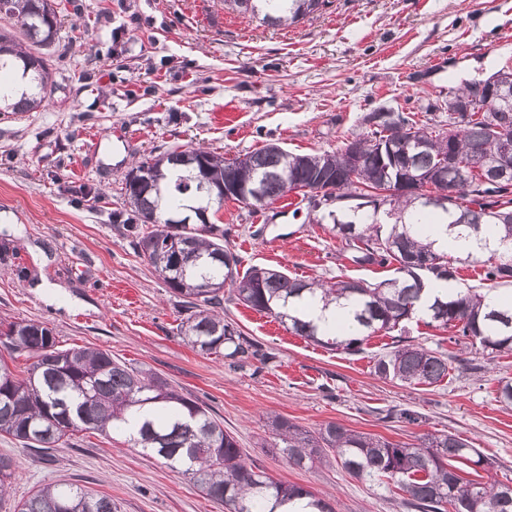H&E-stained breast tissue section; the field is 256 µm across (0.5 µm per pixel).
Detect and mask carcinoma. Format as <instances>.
I'll use <instances>...</instances> for the list:
<instances>
[{
    "instance_id": "cac0c4a2",
    "label": "carcinoma",
    "mask_w": 512,
    "mask_h": 512,
    "mask_svg": "<svg viewBox=\"0 0 512 512\" xmlns=\"http://www.w3.org/2000/svg\"><path fill=\"white\" fill-rule=\"evenodd\" d=\"M224 2L274 26L294 24L318 11L316 0ZM1 12L14 19L33 45L54 43L59 23L55 0H0ZM9 63L30 75L35 93L13 103L1 94L0 112L40 107L51 84L48 60L1 34L0 72ZM364 122V131L352 134L332 152L293 154L267 143L242 159L227 160L191 147L137 163L138 171L154 170L153 181H125L123 209L115 221L135 252L175 294L186 298V316L178 331L194 351L239 364L261 356L260 346L218 312L226 285L236 300L274 316L288 331L346 352H358L375 333H388L417 317L425 284L451 279L453 271L447 253L412 236L408 215L418 224L423 215H445L450 226L476 234L490 225L499 229L501 239H512V154H503L504 141L512 142V102L493 98L473 112L450 113L446 130L416 118L414 112H372ZM352 144L361 157L357 167L349 152ZM383 144L404 154L413 176H428L432 184L447 190L448 204H432L422 194H391L384 196L382 208L366 211L360 198L372 190L390 189L399 177V170L379 153ZM198 158L206 161L207 178L214 184L260 183L261 198L237 199L254 208L299 188L312 192L320 173L332 171L335 199L343 204L325 211L318 223L333 225L354 263L381 268L393 264V277L378 283L351 278L323 282L256 266L239 273L240 259L224 239V230L213 223L195 227L198 212L224 205L223 199L200 188L199 171L193 165ZM174 215L183 216L184 222L170 223ZM383 224L388 225L385 232ZM170 238L186 243V257L178 271L173 270ZM484 263L487 288H457L436 296L425 318L470 341L475 353L490 356L512 351V306L486 303L487 295L498 287L512 285V257L491 254ZM318 293L326 306L352 302L357 334L339 339L319 332L301 316V306ZM4 336L12 352L33 359L22 379L0 360V433L25 447L60 448L79 432L116 431L189 477L206 496L224 504L225 512H277L298 502L306 512H335L328 500L302 486L276 481L249 464L211 408L180 394L159 374L114 360L100 348L61 349L52 330L38 321L13 322ZM449 366L443 354L402 344L378 356L374 372L383 379L431 386L448 376ZM271 427L283 444L288 464L303 468L332 457L357 480L379 487L389 480L404 493L400 507L406 512H446L448 507L452 512H512V485H482L460 475L463 466H479L483 457L456 434L443 432L410 444L372 437L334 422L315 436L281 416L272 419ZM18 512L119 510L109 497L56 483L34 492Z\"/></svg>"
}]
</instances>
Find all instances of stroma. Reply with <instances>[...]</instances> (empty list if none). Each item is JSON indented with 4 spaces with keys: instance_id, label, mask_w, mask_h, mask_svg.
Here are the masks:
<instances>
[{
    "instance_id": "stroma-1",
    "label": "stroma",
    "mask_w": 512,
    "mask_h": 512,
    "mask_svg": "<svg viewBox=\"0 0 512 512\" xmlns=\"http://www.w3.org/2000/svg\"><path fill=\"white\" fill-rule=\"evenodd\" d=\"M121 24L128 30L113 42ZM45 55L49 105L0 114V329L39 321L60 348L104 349L160 374L208 404L248 461L331 500L335 512L401 510L396 494L336 463L289 466L269 416L309 432L334 422L393 442L453 433L484 458L465 479L512 484V406L498 400L501 382L512 380V351L476 355L451 330L417 317L350 354L228 297L225 319L266 358L238 365L203 356L178 334L183 297L112 222L133 160L190 146L228 159L268 143L333 151L369 113L422 112L512 66V0H329L279 28L224 0H68ZM320 215L285 197L259 210L228 201L209 219L228 230L245 268L325 281L392 277V269L353 263ZM399 338L452 356L453 369L435 386L378 377L375 356ZM394 407L418 421L386 419ZM0 456L14 463L0 512L56 482L108 495L120 512H224L116 433L81 432L49 450L0 433Z\"/></svg>"
}]
</instances>
